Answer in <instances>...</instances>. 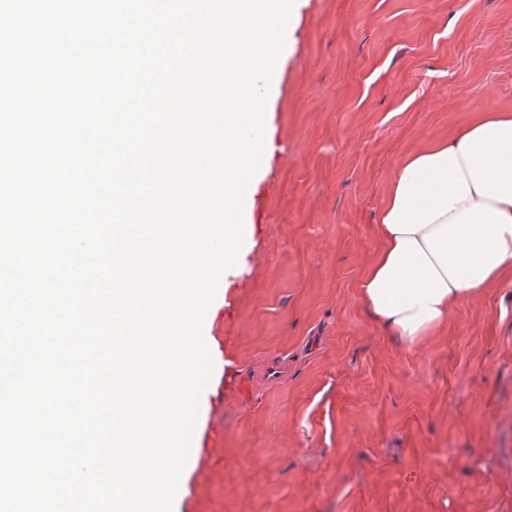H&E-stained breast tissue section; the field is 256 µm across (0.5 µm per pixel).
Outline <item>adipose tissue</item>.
<instances>
[{"instance_id": "1", "label": "adipose tissue", "mask_w": 512, "mask_h": 512, "mask_svg": "<svg viewBox=\"0 0 512 512\" xmlns=\"http://www.w3.org/2000/svg\"><path fill=\"white\" fill-rule=\"evenodd\" d=\"M358 285L370 317L417 346L461 302L512 277V112H485L407 154Z\"/></svg>"}]
</instances>
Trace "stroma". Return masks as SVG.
I'll use <instances>...</instances> for the list:
<instances>
[{"label":"stroma","mask_w":512,"mask_h":512,"mask_svg":"<svg viewBox=\"0 0 512 512\" xmlns=\"http://www.w3.org/2000/svg\"><path fill=\"white\" fill-rule=\"evenodd\" d=\"M512 112V0H304L174 512H512V279L416 348L358 284L404 156Z\"/></svg>","instance_id":"stroma-1"}]
</instances>
